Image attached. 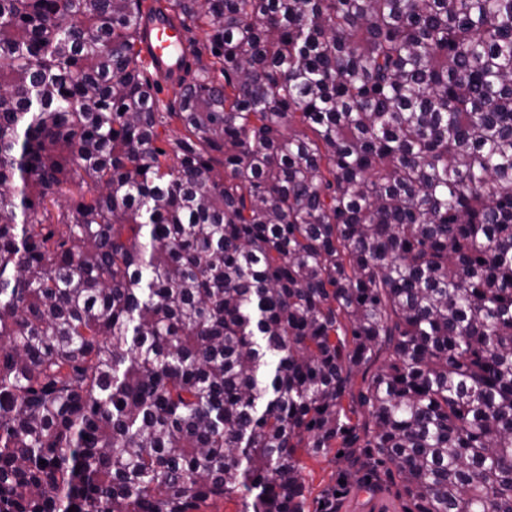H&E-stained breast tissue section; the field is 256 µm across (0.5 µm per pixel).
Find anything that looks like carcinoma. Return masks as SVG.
Returning a JSON list of instances; mask_svg holds the SVG:
<instances>
[{"label":"carcinoma","instance_id":"1","mask_svg":"<svg viewBox=\"0 0 512 512\" xmlns=\"http://www.w3.org/2000/svg\"><path fill=\"white\" fill-rule=\"evenodd\" d=\"M332 448L512 512V0H0V512H306ZM145 53L159 68L158 73L177 74L183 55V35L157 21L150 26Z\"/></svg>","mask_w":512,"mask_h":512}]
</instances>
